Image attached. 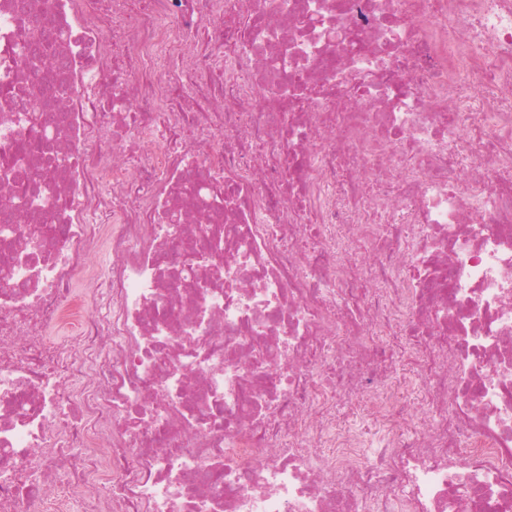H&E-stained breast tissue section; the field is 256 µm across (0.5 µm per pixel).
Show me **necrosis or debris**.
<instances>
[{"label":"necrosis or debris","mask_w":512,"mask_h":512,"mask_svg":"<svg viewBox=\"0 0 512 512\" xmlns=\"http://www.w3.org/2000/svg\"><path fill=\"white\" fill-rule=\"evenodd\" d=\"M1 159L0 512H512V0H0Z\"/></svg>","instance_id":"4bbe7bcc"}]
</instances>
